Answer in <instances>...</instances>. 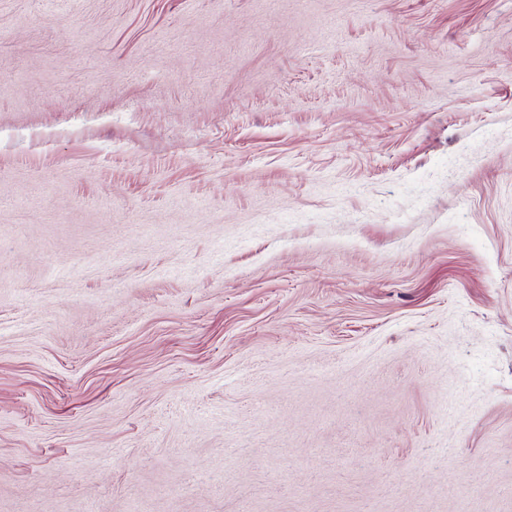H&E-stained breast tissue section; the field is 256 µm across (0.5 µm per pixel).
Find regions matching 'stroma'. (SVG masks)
<instances>
[{"instance_id":"1","label":"stroma","mask_w":512,"mask_h":512,"mask_svg":"<svg viewBox=\"0 0 512 512\" xmlns=\"http://www.w3.org/2000/svg\"><path fill=\"white\" fill-rule=\"evenodd\" d=\"M0 512H512V0H0Z\"/></svg>"}]
</instances>
